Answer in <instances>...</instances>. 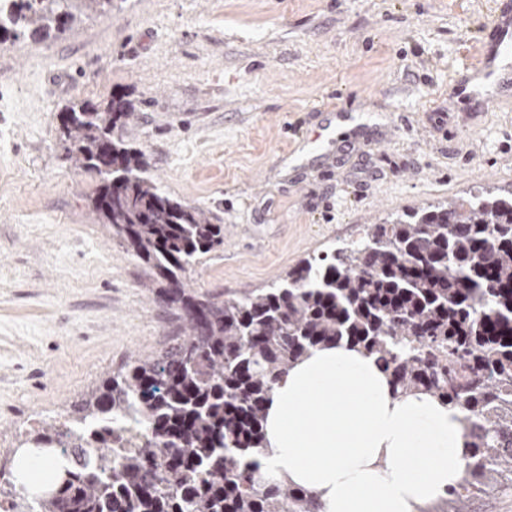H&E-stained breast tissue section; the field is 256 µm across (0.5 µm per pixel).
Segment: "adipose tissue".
Wrapping results in <instances>:
<instances>
[{
  "mask_svg": "<svg viewBox=\"0 0 512 512\" xmlns=\"http://www.w3.org/2000/svg\"><path fill=\"white\" fill-rule=\"evenodd\" d=\"M264 431L261 472L313 491L322 512H415L465 474L461 411L394 396L375 358L344 344L289 369Z\"/></svg>",
  "mask_w": 512,
  "mask_h": 512,
  "instance_id": "ef3b65f1",
  "label": "adipose tissue"
}]
</instances>
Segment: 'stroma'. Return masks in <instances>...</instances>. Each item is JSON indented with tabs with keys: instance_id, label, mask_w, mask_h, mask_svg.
Wrapping results in <instances>:
<instances>
[{
	"instance_id": "stroma-1",
	"label": "stroma",
	"mask_w": 512,
	"mask_h": 512,
	"mask_svg": "<svg viewBox=\"0 0 512 512\" xmlns=\"http://www.w3.org/2000/svg\"><path fill=\"white\" fill-rule=\"evenodd\" d=\"M496 0H112L56 36L0 44V485L20 444L182 322L92 212L96 173L62 110L130 99L167 194L223 225L192 291L268 286L364 224L512 187V99L449 100ZM352 118L336 129L321 104Z\"/></svg>"
}]
</instances>
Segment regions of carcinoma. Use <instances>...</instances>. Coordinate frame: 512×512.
Masks as SVG:
<instances>
[{"mask_svg": "<svg viewBox=\"0 0 512 512\" xmlns=\"http://www.w3.org/2000/svg\"><path fill=\"white\" fill-rule=\"evenodd\" d=\"M12 37L63 32L112 0H13ZM134 106L73 103L61 147L101 178L91 199L179 311L182 335L135 358L82 400L62 429L31 439L67 465L38 512H321L309 490L258 473L275 385L313 351L346 344L375 357L396 396L424 392L463 413L467 476L448 491L468 512L478 479L512 482V196L492 189L366 224L267 287L219 299L186 273L224 244V225L163 192L126 136Z\"/></svg>", "mask_w": 512, "mask_h": 512, "instance_id": "carcinoma-1", "label": "carcinoma"}]
</instances>
